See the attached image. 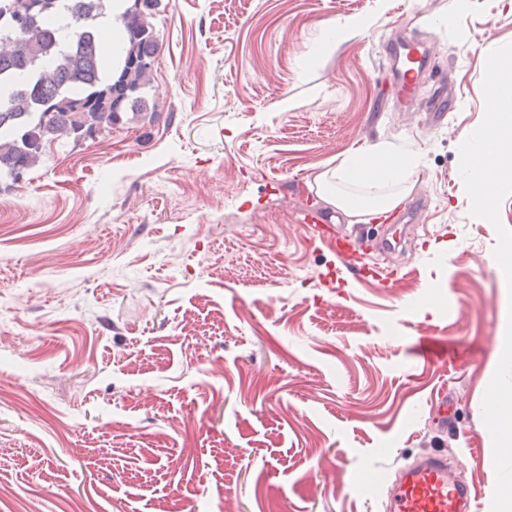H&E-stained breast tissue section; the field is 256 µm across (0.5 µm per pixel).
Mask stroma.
I'll list each match as a JSON object with an SVG mask.
<instances>
[{
	"label": "stroma",
	"instance_id": "35a3bbf8",
	"mask_svg": "<svg viewBox=\"0 0 512 512\" xmlns=\"http://www.w3.org/2000/svg\"><path fill=\"white\" fill-rule=\"evenodd\" d=\"M448 3L160 0L151 116L0 184V512H382L369 478L435 451L491 512L482 400L512 293L457 169L512 0ZM353 17L373 24L312 59ZM406 25L455 90L443 127L377 69ZM367 141L417 151L430 201L367 258L388 288L329 282L301 222L345 223L314 178Z\"/></svg>",
	"mask_w": 512,
	"mask_h": 512
}]
</instances>
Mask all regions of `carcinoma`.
<instances>
[{
    "mask_svg": "<svg viewBox=\"0 0 512 512\" xmlns=\"http://www.w3.org/2000/svg\"><path fill=\"white\" fill-rule=\"evenodd\" d=\"M22 0H0V182L20 181L43 159L45 146L68 139L78 145L84 134L110 129L121 113L147 111L144 89L156 60L160 37L151 22L159 0H135L140 10L123 16L126 53L112 69V48L95 34L104 6L82 11L79 0H45L13 31L9 20Z\"/></svg>",
    "mask_w": 512,
    "mask_h": 512,
    "instance_id": "carcinoma-1",
    "label": "carcinoma"
}]
</instances>
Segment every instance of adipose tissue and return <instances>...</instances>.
Returning <instances> with one entry per match:
<instances>
[{
  "label": "adipose tissue",
  "mask_w": 512,
  "mask_h": 512,
  "mask_svg": "<svg viewBox=\"0 0 512 512\" xmlns=\"http://www.w3.org/2000/svg\"><path fill=\"white\" fill-rule=\"evenodd\" d=\"M421 166L418 153L386 141L364 144L315 179L319 197L354 220L395 208L411 193Z\"/></svg>",
  "instance_id": "1"
}]
</instances>
